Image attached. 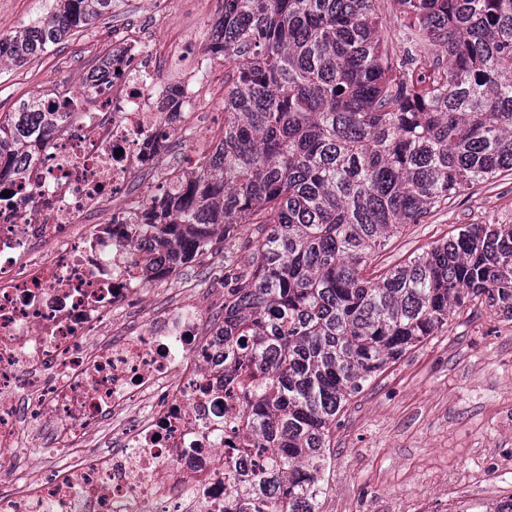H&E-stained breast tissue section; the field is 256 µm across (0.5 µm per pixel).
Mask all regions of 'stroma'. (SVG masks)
I'll return each instance as SVG.
<instances>
[{
	"label": "stroma",
	"mask_w": 512,
	"mask_h": 512,
	"mask_svg": "<svg viewBox=\"0 0 512 512\" xmlns=\"http://www.w3.org/2000/svg\"><path fill=\"white\" fill-rule=\"evenodd\" d=\"M51 0H0V35L46 13ZM104 15L23 65H0V113L49 82L81 89L112 44ZM512 224V175L467 190L407 225L380 253L399 264L466 224ZM248 264L233 243L214 246L169 279L193 288L221 277L225 255ZM320 512H459L512 496V320L486 304L458 309L436 336L408 353L338 416Z\"/></svg>",
	"instance_id": "1"
}]
</instances>
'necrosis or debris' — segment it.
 I'll use <instances>...</instances> for the list:
<instances>
[{
    "label": "necrosis or debris",
    "instance_id": "necrosis-or-debris-1",
    "mask_svg": "<svg viewBox=\"0 0 512 512\" xmlns=\"http://www.w3.org/2000/svg\"><path fill=\"white\" fill-rule=\"evenodd\" d=\"M160 21L129 18L84 90L44 87L66 120L0 159V512H224L237 494L249 434L213 313L138 306L162 265L144 215L192 173L157 165L208 145L187 116L205 61L191 35L152 52Z\"/></svg>",
    "mask_w": 512,
    "mask_h": 512
}]
</instances>
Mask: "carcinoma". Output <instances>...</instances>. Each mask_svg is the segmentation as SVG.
I'll list each match as a JSON object with an SVG mask.
<instances>
[{
  "label": "carcinoma",
  "mask_w": 512,
  "mask_h": 512,
  "mask_svg": "<svg viewBox=\"0 0 512 512\" xmlns=\"http://www.w3.org/2000/svg\"><path fill=\"white\" fill-rule=\"evenodd\" d=\"M53 0L0 63H24L112 12ZM399 22L402 49L384 34ZM224 134L149 225L174 273L232 239L229 386L252 447L224 512H319L349 398L484 299L512 319V224H466L405 263L373 262L408 224L512 171V0H224ZM34 96L0 115V155L66 119ZM259 233L242 238L246 226Z\"/></svg>",
  "instance_id": "1"
}]
</instances>
